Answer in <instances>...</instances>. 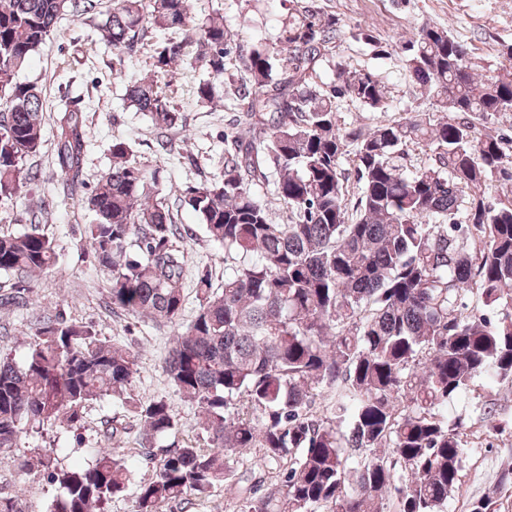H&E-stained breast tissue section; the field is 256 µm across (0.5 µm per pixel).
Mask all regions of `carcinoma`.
Wrapping results in <instances>:
<instances>
[{"instance_id":"cac0c4a2","label":"carcinoma","mask_w":512,"mask_h":512,"mask_svg":"<svg viewBox=\"0 0 512 512\" xmlns=\"http://www.w3.org/2000/svg\"><path fill=\"white\" fill-rule=\"evenodd\" d=\"M289 2L278 43L239 55L251 80L233 92L223 178L186 189L185 203L224 244V287L214 291L201 275L189 322L185 228L127 141H112V166L83 198L112 312L176 327L164 369L196 405L208 447L161 444L179 419L167 399L132 395L136 354L58 312L34 317L21 361L0 357V450L21 447L33 429L77 431L86 408L110 397L139 422L155 469L137 485L134 512H163L221 484L236 512H448L468 438L462 421L444 415L448 400L482 376L512 388V154L509 140L485 132L512 112V74L475 72L467 45L423 24L403 46L405 67L445 115L346 129L337 100L385 113L386 87L341 62L336 80L316 84L336 22L311 0ZM95 8L93 0H0V206L26 198L39 178L29 160L43 143L41 89L19 74L62 15L81 20ZM191 26L195 36L155 49L152 67L202 72L195 97L210 107L234 42L223 22H195L190 0H112L95 23L119 52L134 51L149 28ZM126 99L161 131L182 120L152 79L128 83ZM87 138L83 113L63 109L55 161L72 195L84 188ZM410 146L427 160L408 164ZM264 158L275 164L284 224L256 196ZM492 181L501 197L490 202ZM47 221L43 207L30 212L27 231L0 230V273L14 278L0 309L24 305L34 277L56 263ZM125 433L120 418L104 421L109 449L86 465L58 467L49 448L17 466L61 489L50 512H104L132 484ZM247 451L254 467L278 468L261 495L241 486L236 465Z\"/></svg>"}]
</instances>
